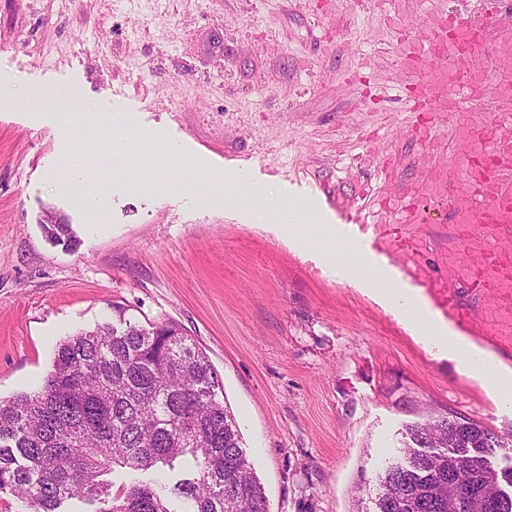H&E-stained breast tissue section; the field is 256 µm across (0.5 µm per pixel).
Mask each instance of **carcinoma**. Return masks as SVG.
I'll list each match as a JSON object with an SVG mask.
<instances>
[{"mask_svg": "<svg viewBox=\"0 0 512 512\" xmlns=\"http://www.w3.org/2000/svg\"><path fill=\"white\" fill-rule=\"evenodd\" d=\"M113 311L122 328L63 340L41 388L0 400V493L27 512H63L74 497L99 504L94 512H176L162 488L138 481L114 492L103 475L172 469L189 455L198 475L174 486L185 512H268L207 354L175 324L148 328ZM406 435L403 461L377 478L372 512H459L448 506L450 474L464 480L466 512H512L495 509L512 470L492 467L505 447L493 432L431 415Z\"/></svg>", "mask_w": 512, "mask_h": 512, "instance_id": "cac0c4a2", "label": "carcinoma"}]
</instances>
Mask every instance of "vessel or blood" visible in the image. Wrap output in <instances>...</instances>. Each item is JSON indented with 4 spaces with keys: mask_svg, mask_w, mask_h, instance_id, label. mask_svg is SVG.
<instances>
[{
    "mask_svg": "<svg viewBox=\"0 0 512 512\" xmlns=\"http://www.w3.org/2000/svg\"><path fill=\"white\" fill-rule=\"evenodd\" d=\"M398 56L397 97L423 152L416 178L399 183L400 156L383 155L385 185L351 231L367 253L399 258L464 336L512 362V26L420 0L421 24L397 0H379ZM450 207L447 237L417 234L434 205ZM441 256L433 275L424 247Z\"/></svg>",
    "mask_w": 512,
    "mask_h": 512,
    "instance_id": "obj_1",
    "label": "vessel or blood"
}]
</instances>
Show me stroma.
<instances>
[{"label": "stroma", "mask_w": 512, "mask_h": 512, "mask_svg": "<svg viewBox=\"0 0 512 512\" xmlns=\"http://www.w3.org/2000/svg\"><path fill=\"white\" fill-rule=\"evenodd\" d=\"M390 34L355 0H0V77L73 86L130 129L181 143L141 153L155 187L107 189L106 223L63 189V152L98 169L102 139L0 109V400L39 388L69 336L178 325L221 376L268 512H358L408 425L453 413L512 434V406L427 346L373 289L340 281L263 219L210 199L238 171L266 206L313 202L345 223L379 155L413 176ZM77 243L50 240L47 214Z\"/></svg>", "instance_id": "35a3bbf8"}]
</instances>
